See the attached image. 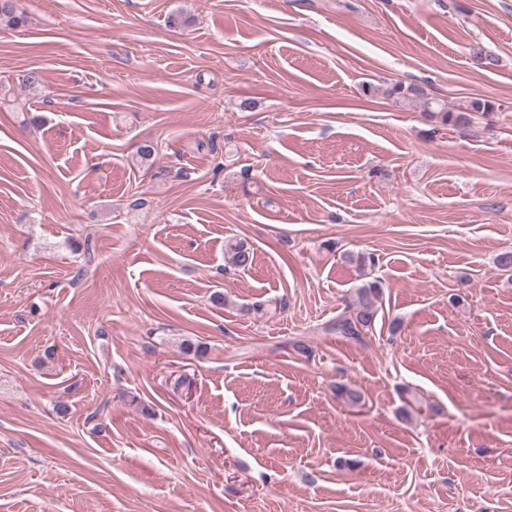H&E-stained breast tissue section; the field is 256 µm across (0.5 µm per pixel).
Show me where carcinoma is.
Returning a JSON list of instances; mask_svg holds the SVG:
<instances>
[{
  "instance_id": "1",
  "label": "carcinoma",
  "mask_w": 512,
  "mask_h": 512,
  "mask_svg": "<svg viewBox=\"0 0 512 512\" xmlns=\"http://www.w3.org/2000/svg\"><path fill=\"white\" fill-rule=\"evenodd\" d=\"M0 16L14 27H21L26 23L25 14L17 11L13 0H0ZM365 93L371 96L380 94L401 107L418 103L424 112L432 118L439 119L443 126L467 127L472 123L473 116L494 111V104L483 99H473L458 108L450 109L446 104L428 96L423 87L403 82L386 86L368 85L365 87ZM226 251L231 264L237 268L244 269L253 263L254 252L244 241L227 243ZM381 300L382 291L378 281L360 285L355 291L353 303L348 305L352 312L338 316L330 325V329L344 336L362 339L365 333L372 330Z\"/></svg>"
}]
</instances>
